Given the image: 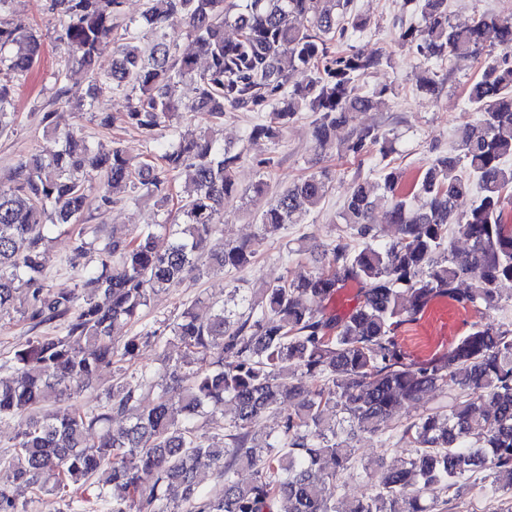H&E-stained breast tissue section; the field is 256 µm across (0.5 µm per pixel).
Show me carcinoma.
<instances>
[{
  "mask_svg": "<svg viewBox=\"0 0 512 512\" xmlns=\"http://www.w3.org/2000/svg\"><path fill=\"white\" fill-rule=\"evenodd\" d=\"M415 23L403 24L398 41L425 60L471 59L482 69L467 100L475 124L460 134L457 155L426 162L412 184L403 172L384 167L377 186L354 182L337 223L357 240L330 245L320 266L285 274L242 299L244 312L210 304L195 307L162 328L145 327L124 341L117 335L143 319L153 295L187 276L204 277L226 267L253 264L257 242L215 237L224 208L238 198L230 155L209 127L174 131L156 141L183 111L216 124L231 111L265 112L249 139L279 144L282 128L299 112L317 114L319 149L333 148L336 126L373 108L387 88L362 91V75L383 65L342 45L367 28L354 0H150L143 15L152 32L172 16L187 20L197 52L179 55L161 39L143 47L125 29L126 43L110 73L96 70L101 43L112 36L122 0H51L60 16V40L74 62L98 85L131 87L136 102L124 124L153 144L138 160L116 146L94 149L72 132L47 128L61 142L48 155L34 154L0 186V314L20 313L33 326L62 319V332L34 336L0 370V419L18 420L11 449L0 467L35 499L68 498V512H91L87 484L110 512H452L474 489L498 499L493 512H512V324L493 330L481 318L512 303L500 285L512 282V14L483 12L462 28L448 18V0H408ZM233 22L237 37L224 38ZM499 53H494V50ZM42 42L0 22V134L16 120V82L39 61ZM207 67L198 69V56ZM307 73L288 85V72ZM197 84L186 104L174 88ZM354 138L337 152L358 156L380 143L371 126L353 128ZM104 173L96 202L106 207L121 190L128 199L154 200L166 218L136 234L116 229L97 267H82L75 288L52 289L43 278L46 243L66 224L83 223L94 200L88 171ZM184 178L186 196L169 221L173 181ZM481 196L467 209L458 204L473 185ZM326 171L304 177L264 201L267 183L253 187L251 202L262 204L259 238L285 224H298L325 200ZM424 198L415 209L411 199ZM384 202L394 237L380 240L372 214ZM456 225L469 242L457 253L448 240ZM171 241L163 250L157 240ZM94 246L80 229L70 251L84 257ZM115 257L118 262L108 263ZM468 283L464 289L459 288ZM349 285L357 303L346 312L309 307L331 303ZM102 295L105 302L96 300ZM441 299L473 312L478 320L447 348L424 360L404 351L398 329L417 322ZM161 349V368L128 371L141 348ZM103 368L118 371L102 403L87 409L72 403ZM318 380L309 387L304 378ZM428 391L448 403L401 422L402 409ZM292 406L278 435L265 434L259 420ZM232 405L222 443L205 429L215 410ZM128 424L115 431L114 417ZM357 432L398 437L412 449L385 469L354 455ZM334 467L324 466L326 459ZM214 467L221 487L202 493L198 474ZM247 467L253 477L238 479ZM357 470L367 493L340 495V476ZM155 475L146 486L142 474ZM0 512H29L28 501L0 484Z\"/></svg>",
  "mask_w": 512,
  "mask_h": 512,
  "instance_id": "carcinoma-1",
  "label": "carcinoma"
}]
</instances>
